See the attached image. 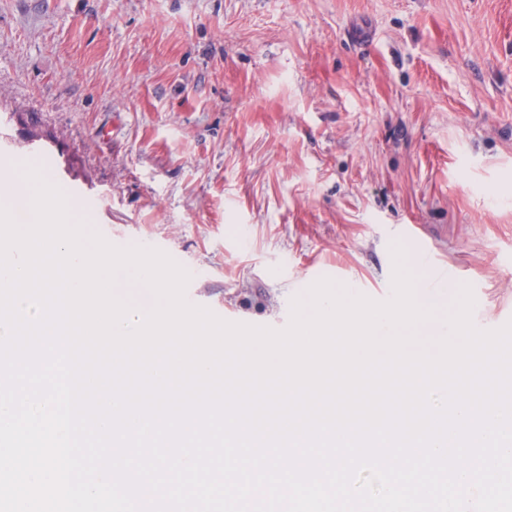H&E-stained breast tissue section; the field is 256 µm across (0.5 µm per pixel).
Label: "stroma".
Returning <instances> with one entry per match:
<instances>
[{
	"label": "stroma",
	"mask_w": 512,
	"mask_h": 512,
	"mask_svg": "<svg viewBox=\"0 0 512 512\" xmlns=\"http://www.w3.org/2000/svg\"><path fill=\"white\" fill-rule=\"evenodd\" d=\"M34 155L217 317L388 300L411 231L512 321V0H0V165Z\"/></svg>",
	"instance_id": "1"
}]
</instances>
